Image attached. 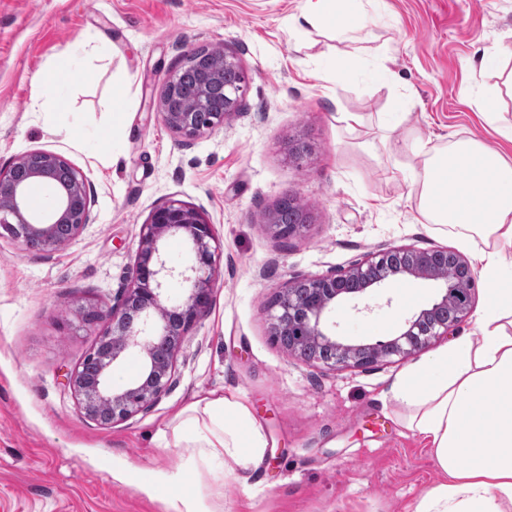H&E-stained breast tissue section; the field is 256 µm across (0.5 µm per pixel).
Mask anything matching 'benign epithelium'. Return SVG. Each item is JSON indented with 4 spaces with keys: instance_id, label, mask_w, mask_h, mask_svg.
Here are the masks:
<instances>
[{
    "instance_id": "7a95c632",
    "label": "benign epithelium",
    "mask_w": 512,
    "mask_h": 512,
    "mask_svg": "<svg viewBox=\"0 0 512 512\" xmlns=\"http://www.w3.org/2000/svg\"><path fill=\"white\" fill-rule=\"evenodd\" d=\"M181 67L204 73L199 85V100L206 99L209 90L224 86V111L209 112L200 107L188 111L184 107L178 74L168 79L161 99L160 112L164 123L180 136L192 140L224 124L234 112L247 90V78L230 85L224 83V70L243 72L238 60L224 55V65L206 69L198 49L188 52ZM310 146L298 139L289 145L287 156L301 166ZM42 183L52 189L46 206L32 203V184ZM91 196L81 173L62 155L50 151H34L18 158L8 168L0 169V230L22 245L41 243V250L51 252L58 247V233L67 228L69 238L77 237L88 223ZM275 236L288 238L305 233L308 224H278L270 221ZM179 234L190 245L192 259L185 266L170 263L163 247L164 239ZM219 246L212 225L202 214L177 201L165 202L154 208L142 234L133 266L129 287L121 303L108 311L94 304L81 308L86 325L108 322L87 356L96 360L95 372L87 376L83 365L71 373L69 384L80 408L91 420L108 427L129 419L155 405L168 390L174 369L175 353L185 335L212 305V281ZM437 257L432 251L412 247H391L355 262L347 269L323 275L296 278L285 282L270 307L273 336L277 337L293 317L300 312V322L306 340L314 347L309 362L332 369L365 368L373 363V354L402 358L426 349L433 339L448 331L467 314L462 304L456 314L446 320L435 318L448 306V296L470 297L476 276L470 264L455 255L458 274L453 285L440 283V292L433 303L406 321L396 336H382L367 343L351 344L336 335L325 323V313L338 302L348 301L371 288H380L396 276H411L433 280L429 262ZM179 279L189 284L185 303L166 304L168 282ZM303 286L309 292V303L300 306L295 291ZM332 349L334 356L322 354ZM143 356L140 376L123 386L112 384V370L131 350Z\"/></svg>"
}]
</instances>
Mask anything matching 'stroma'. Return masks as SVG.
I'll return each instance as SVG.
<instances>
[{"mask_svg": "<svg viewBox=\"0 0 512 512\" xmlns=\"http://www.w3.org/2000/svg\"><path fill=\"white\" fill-rule=\"evenodd\" d=\"M303 0H0V168L47 150L90 189L78 237L44 252L0 238V512H166L176 495L204 512H411L439 479L418 437L383 399L418 355L336 369L288 352L269 307L294 277L349 267L391 246L461 247L458 230L421 221L404 179L406 149L459 139L502 145L463 91L492 85L481 53L512 48V0H386L371 17L364 60L385 55L391 75L350 72L333 41L307 47L293 27ZM93 50L83 74L73 46ZM209 46L234 55L249 84L223 126L188 141L159 103L176 62ZM407 121L391 125L396 99ZM357 112L355 129L338 122ZM304 136L313 159L287 158ZM288 194L306 205L304 235L268 226ZM177 200L212 224L222 253L213 304L182 342L170 390L149 410L98 426L81 414L68 377L101 326L78 303L118 305L141 228ZM434 282L403 277L326 315L362 342L398 333L437 296ZM245 396L268 448L256 466L226 471L162 447L156 434L198 392ZM178 473L179 484L159 479Z\"/></svg>", "mask_w": 512, "mask_h": 512, "instance_id": "1", "label": "stroma"}]
</instances>
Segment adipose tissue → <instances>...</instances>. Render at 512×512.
Here are the masks:
<instances>
[{"label":"adipose tissue","mask_w":512,"mask_h":512,"mask_svg":"<svg viewBox=\"0 0 512 512\" xmlns=\"http://www.w3.org/2000/svg\"><path fill=\"white\" fill-rule=\"evenodd\" d=\"M310 33L363 40L384 0H305ZM422 162L409 171L425 223L454 224L461 243L477 232L487 299L474 335L452 339L404 369L385 393L400 405L402 428L428 448L442 473L413 512H512V162L479 141L442 149L408 144ZM172 445L194 459L246 467L267 441L247 403L210 391L186 406L171 428Z\"/></svg>","instance_id":"obj_1"}]
</instances>
